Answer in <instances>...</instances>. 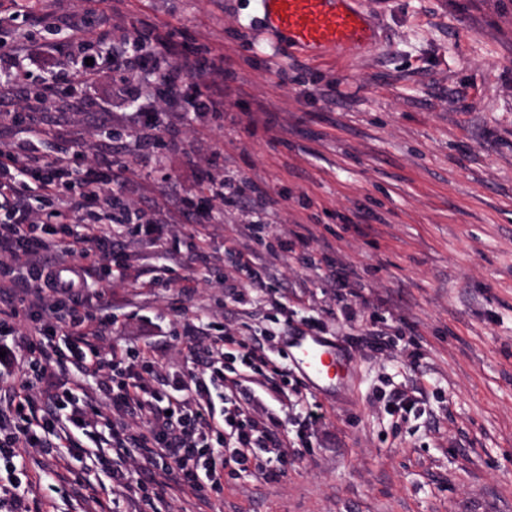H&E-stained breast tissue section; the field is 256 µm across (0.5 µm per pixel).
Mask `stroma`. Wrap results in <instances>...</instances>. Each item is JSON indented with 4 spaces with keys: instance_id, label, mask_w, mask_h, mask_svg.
I'll use <instances>...</instances> for the list:
<instances>
[{
    "instance_id": "35a3bbf8",
    "label": "stroma",
    "mask_w": 512,
    "mask_h": 512,
    "mask_svg": "<svg viewBox=\"0 0 512 512\" xmlns=\"http://www.w3.org/2000/svg\"><path fill=\"white\" fill-rule=\"evenodd\" d=\"M360 2L379 48L316 56L267 32L259 0L84 4L90 24H150L183 54L224 61L223 110L187 122H131L105 77L39 115L40 153L79 145L126 167L116 193L130 215L170 229L162 245L113 236L129 269L111 305L92 304L112 343L151 347L169 380L204 372L183 337L230 330L253 346L281 321L314 323L350 377L323 397L286 353L264 367L288 381L279 480L228 472L209 501L173 483L141 502L99 484L87 458L63 468L62 449L26 448L39 512H512V0ZM27 5L32 22L0 35L67 68L56 0ZM219 177L250 187L214 223H191L188 203ZM240 250L273 295L237 274ZM335 276L355 293L354 319ZM395 389L418 401L407 417L389 412ZM314 405L324 418L298 439Z\"/></svg>"
}]
</instances>
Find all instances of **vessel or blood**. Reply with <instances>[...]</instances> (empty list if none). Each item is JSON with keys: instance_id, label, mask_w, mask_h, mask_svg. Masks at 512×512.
Returning a JSON list of instances; mask_svg holds the SVG:
<instances>
[{"instance_id": "b4317fda", "label": "vessel or blood", "mask_w": 512, "mask_h": 512, "mask_svg": "<svg viewBox=\"0 0 512 512\" xmlns=\"http://www.w3.org/2000/svg\"><path fill=\"white\" fill-rule=\"evenodd\" d=\"M263 22L270 33L292 47L317 55L330 49L366 50L376 44L368 13L357 0H261ZM288 356L316 388L331 389L342 363L334 341L310 330L288 336Z\"/></svg>"}]
</instances>
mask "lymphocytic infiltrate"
<instances>
[{
  "label": "lymphocytic infiltrate",
  "mask_w": 512,
  "mask_h": 512,
  "mask_svg": "<svg viewBox=\"0 0 512 512\" xmlns=\"http://www.w3.org/2000/svg\"><path fill=\"white\" fill-rule=\"evenodd\" d=\"M66 30L70 40L97 46L99 52L89 63L76 58L65 72L45 66L41 98L65 95L77 83L90 85L105 69L119 77L128 107L148 124L155 120L159 98L176 100L186 115L215 112L224 104L223 86L211 79L216 65L179 54L169 35L156 27L135 32L118 48L108 27L92 29L74 17ZM121 178L111 160L86 162L76 146L49 158L30 138L0 143V295L11 301L9 320L0 319V369L10 368L4 352L8 339L16 337L24 345L28 375L11 396L12 419L0 416L9 512H31L23 483L27 470L18 461L21 449L66 448L77 431L98 440L107 409L112 412L111 448L136 450L153 476L149 484L136 482L131 471L113 463L111 448L95 449L99 470L113 486L142 498L165 494L173 472L203 498L222 490L225 470L274 480L288 463V443L278 435L282 422L273 408L285 391L261 380L257 348L246 347L235 333L207 344L189 340L190 355L207 364L208 380L180 378L159 387L151 383L158 363L150 351L134 345L100 349L106 328L87 300L103 294L105 284L123 272L125 257L105 249L107 233L87 217L95 208L119 207L113 187ZM34 195L42 209L30 206ZM103 255L108 258L104 265L99 262ZM96 263L101 274L92 280L88 272ZM54 361L75 368V375L48 382ZM86 373L99 376L97 395L82 386L79 377ZM45 382L50 410L41 415L36 388ZM228 383L244 387L245 397L255 403L271 401V408L255 415L232 403L216 411L212 393Z\"/></svg>",
  "instance_id": "f902f5d3"
}]
</instances>
